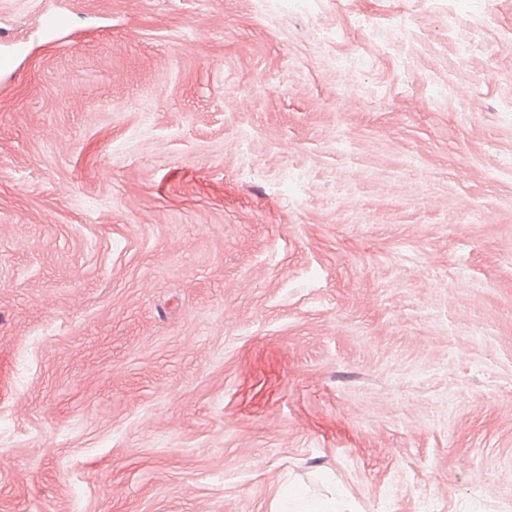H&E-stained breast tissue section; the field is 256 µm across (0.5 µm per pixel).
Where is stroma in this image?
<instances>
[{
    "label": "stroma",
    "instance_id": "stroma-1",
    "mask_svg": "<svg viewBox=\"0 0 512 512\" xmlns=\"http://www.w3.org/2000/svg\"><path fill=\"white\" fill-rule=\"evenodd\" d=\"M0 36V512H512V0ZM297 497H299L298 491L289 490L288 495L286 496L287 506L283 509L282 512H345L340 510L343 506V503L336 499V497H331L330 499L322 501L318 504L304 503L294 507H289L288 504H290L292 500H296Z\"/></svg>",
    "mask_w": 512,
    "mask_h": 512
}]
</instances>
